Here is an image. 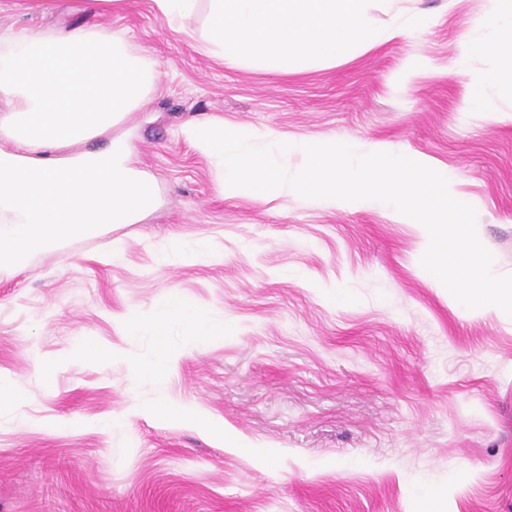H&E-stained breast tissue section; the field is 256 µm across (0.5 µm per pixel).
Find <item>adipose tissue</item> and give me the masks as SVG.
Segmentation results:
<instances>
[{"mask_svg":"<svg viewBox=\"0 0 512 512\" xmlns=\"http://www.w3.org/2000/svg\"><path fill=\"white\" fill-rule=\"evenodd\" d=\"M488 31L478 40L474 30ZM456 72L473 56L494 60L493 70L468 86L465 109L493 114L481 88L512 93V0H486L461 34ZM0 269L73 236L94 235L112 224H133L159 201L153 181L132 168L127 141L103 152L67 154V147L111 130L155 86V69L119 36L77 27L43 34L26 27L0 33ZM130 332L153 336L157 360L142 368L153 378L168 368L172 328L206 341L215 333L181 296H165L151 318L130 315Z\"/></svg>","mask_w":512,"mask_h":512,"instance_id":"ef3b65f1","label":"adipose tissue"}]
</instances>
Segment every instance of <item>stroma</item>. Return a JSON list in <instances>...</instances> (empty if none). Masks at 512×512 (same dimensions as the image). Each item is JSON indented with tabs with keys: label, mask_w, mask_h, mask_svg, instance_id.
<instances>
[{
	"label": "stroma",
	"mask_w": 512,
	"mask_h": 512,
	"mask_svg": "<svg viewBox=\"0 0 512 512\" xmlns=\"http://www.w3.org/2000/svg\"><path fill=\"white\" fill-rule=\"evenodd\" d=\"M30 4L0 0V29H105L153 62L138 109L79 148L131 139L159 203L0 272V374L21 396L0 406V512H512V321L430 280L419 226L366 205L225 197L182 133L220 118L445 166L494 273L512 274V95L485 85L496 115L466 113V79L448 76L484 0H378L376 25L435 24L287 74L210 55L203 4L179 33L151 0H56L45 17ZM176 236L210 250L161 263ZM170 293L223 334L172 330L170 369L139 380L156 347L126 319Z\"/></svg>",
	"instance_id": "obj_1"
}]
</instances>
